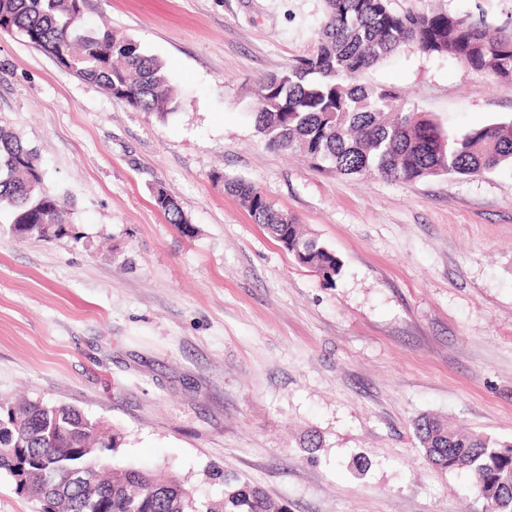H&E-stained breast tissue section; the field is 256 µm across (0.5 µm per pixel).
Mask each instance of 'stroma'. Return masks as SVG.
I'll return each instance as SVG.
<instances>
[{"instance_id": "35a3bbf8", "label": "stroma", "mask_w": 512, "mask_h": 512, "mask_svg": "<svg viewBox=\"0 0 512 512\" xmlns=\"http://www.w3.org/2000/svg\"><path fill=\"white\" fill-rule=\"evenodd\" d=\"M324 14V0H86L85 26L164 65V116L0 31V127L34 148L72 224L18 239L0 211V402L75 407L122 434L116 462L202 499L224 493L216 466L290 512H483L413 423L512 442V170L388 182L269 147L254 90L312 54ZM360 81L454 131L512 119V80L411 46ZM228 177L332 249L334 281L254 223ZM155 193H163L168 200V203L162 205L160 210L163 212L169 224H174V226L185 229L187 231H192V225L185 217L183 211L181 210L178 203L162 188H157Z\"/></svg>"}]
</instances>
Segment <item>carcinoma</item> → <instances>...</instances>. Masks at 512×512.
Here are the masks:
<instances>
[{
	"instance_id": "carcinoma-1",
	"label": "carcinoma",
	"mask_w": 512,
	"mask_h": 512,
	"mask_svg": "<svg viewBox=\"0 0 512 512\" xmlns=\"http://www.w3.org/2000/svg\"><path fill=\"white\" fill-rule=\"evenodd\" d=\"M84 4L0 0V30L19 31L34 48L134 109L170 112L171 85L162 63L108 27H84ZM325 5L312 56L259 82L254 127L269 146L298 150L341 175L372 173L390 181L473 177L512 167V120L454 132L408 108L401 89L357 81L407 44L426 56L453 57L476 73L512 79V25L492 28L481 18L443 8L395 12L390 0H325ZM224 190L298 263L334 280L340 269L334 252L304 236L296 219L275 208L254 183L226 177ZM166 199L160 210L168 223L192 230L178 203ZM2 207L10 211L9 231L18 238L51 241L68 234L66 212L46 190L35 152L0 129ZM414 430L431 464L469 472L496 512H512L511 443L433 416L419 418ZM120 446V434L101 435L99 423L75 407L0 404V471L13 477L19 492L49 497L53 512H288L261 488L220 468L211 476L224 484V497L198 504L173 477L129 465L114 469ZM67 468L94 472L95 491L84 494L67 485ZM49 470L58 474L57 482L42 479Z\"/></svg>"
}]
</instances>
